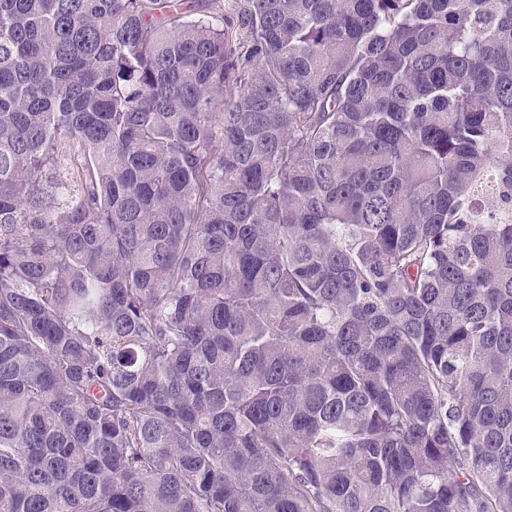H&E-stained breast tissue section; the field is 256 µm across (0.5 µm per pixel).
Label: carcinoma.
<instances>
[{
	"label": "carcinoma",
	"mask_w": 512,
	"mask_h": 512,
	"mask_svg": "<svg viewBox=\"0 0 512 512\" xmlns=\"http://www.w3.org/2000/svg\"><path fill=\"white\" fill-rule=\"evenodd\" d=\"M0 0V512H512V0Z\"/></svg>",
	"instance_id": "1"
}]
</instances>
